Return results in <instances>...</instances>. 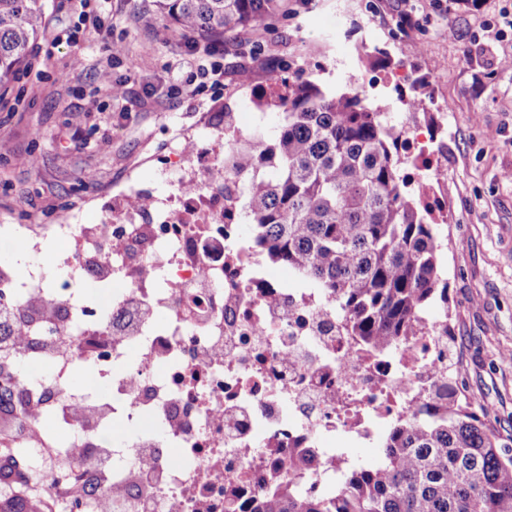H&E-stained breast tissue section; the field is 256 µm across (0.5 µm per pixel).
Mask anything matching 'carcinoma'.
Returning a JSON list of instances; mask_svg holds the SVG:
<instances>
[{"label": "carcinoma", "instance_id": "obj_1", "mask_svg": "<svg viewBox=\"0 0 512 512\" xmlns=\"http://www.w3.org/2000/svg\"><path fill=\"white\" fill-rule=\"evenodd\" d=\"M285 0H151L145 22L230 44L260 31ZM45 0H0V86L31 65ZM257 105L279 122L231 148L225 189L242 203L255 247L336 296L353 335L372 348L402 342L431 302L448 304L435 224L401 175L386 106L357 85L331 90L308 77L274 82ZM55 302L26 301L24 319L52 321ZM16 414L0 412V462L18 447ZM382 463L355 470L336 493L286 485L258 512H512V436L502 437L448 385V397L416 423L386 435Z\"/></svg>", "mask_w": 512, "mask_h": 512}]
</instances>
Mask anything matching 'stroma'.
I'll list each match as a JSON object with an SVG mask.
<instances>
[{"instance_id": "obj_1", "label": "stroma", "mask_w": 512, "mask_h": 512, "mask_svg": "<svg viewBox=\"0 0 512 512\" xmlns=\"http://www.w3.org/2000/svg\"><path fill=\"white\" fill-rule=\"evenodd\" d=\"M144 0H46L32 69L0 91V224H100L119 199L169 194L162 174L174 144L224 153V115L242 112L274 78L314 75L328 87L360 83L429 130L448 111L447 220L438 224L451 353L474 410L512 436V34L486 28L512 0H288L233 50L137 16ZM376 29L379 42L363 33ZM123 54L115 55L111 45ZM381 53L384 64L369 66ZM414 84L395 85L399 68ZM108 72L125 94L113 98ZM427 92V111L396 96ZM36 157V166L26 158ZM93 179H85L86 171Z\"/></svg>"}]
</instances>
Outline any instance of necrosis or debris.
<instances>
[{
  "label": "necrosis or debris",
  "mask_w": 512,
  "mask_h": 512,
  "mask_svg": "<svg viewBox=\"0 0 512 512\" xmlns=\"http://www.w3.org/2000/svg\"><path fill=\"white\" fill-rule=\"evenodd\" d=\"M399 130L411 170L440 179L433 137L406 123ZM12 230L34 253L47 240L65 243L50 264L0 279V313L45 295L63 311L36 325L39 349L19 352L50 368L29 380L41 403L28 424L62 423L64 404L95 415L92 425H65L62 443L84 451L71 464L51 466L49 444L20 460L65 512H87L103 495L74 491L98 455L110 458L116 488L141 457L153 459L150 485L129 495L126 512H251L281 484L333 490L353 463L349 445L422 417L434 385L448 380L447 320L421 313L402 344L365 349L334 296L304 285L298 271L271 275L221 179L155 198L145 211L118 204L107 224ZM89 274L107 302L81 291ZM79 363L108 395L72 388ZM116 420L130 435L104 443ZM297 450L311 463L294 474Z\"/></svg>",
  "instance_id": "1"
}]
</instances>
